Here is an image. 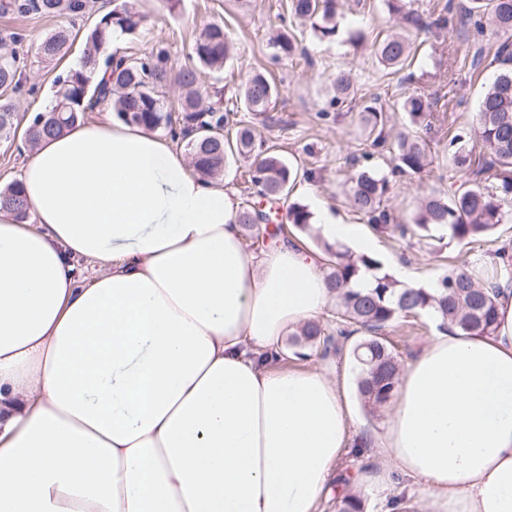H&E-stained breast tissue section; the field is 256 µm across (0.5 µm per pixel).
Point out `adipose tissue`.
Masks as SVG:
<instances>
[{"label": "adipose tissue", "instance_id": "obj_1", "mask_svg": "<svg viewBox=\"0 0 512 512\" xmlns=\"http://www.w3.org/2000/svg\"><path fill=\"white\" fill-rule=\"evenodd\" d=\"M0 206V512H322L355 418L284 340L333 302L324 255L250 248L235 191L102 119L41 141ZM328 244L373 240L322 212ZM98 267L78 278L77 261ZM494 335L434 333L355 487L385 512H512V289Z\"/></svg>", "mask_w": 512, "mask_h": 512}]
</instances>
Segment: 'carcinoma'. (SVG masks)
Wrapping results in <instances>:
<instances>
[{"instance_id":"carcinoma-1","label":"carcinoma","mask_w":512,"mask_h":512,"mask_svg":"<svg viewBox=\"0 0 512 512\" xmlns=\"http://www.w3.org/2000/svg\"><path fill=\"white\" fill-rule=\"evenodd\" d=\"M339 0H291L293 14L310 23L314 34L321 40L336 35ZM20 11L55 16H79L86 12V0H8L0 5ZM405 24L421 28L448 27V17L437 16L429 22L418 14L404 12ZM464 18L475 19L480 32L487 30L502 39L496 58L502 68L487 87L477 108L476 137L483 150V160L473 159L472 150L463 136L450 140L451 154L456 170L468 174L472 186L450 195L433 194L420 201L411 224H393L384 207L389 193V181L373 171L359 170L350 176L345 198L349 207L369 217L374 226L385 232L389 229L403 237L418 235L433 237V232L449 230L452 241L469 243L488 238L508 219L501 201L512 199V0H470ZM143 17L130 8V0H113L112 10L103 14L87 33L90 49L80 69L69 71L56 81L54 104L51 110L37 114L26 130L28 141H40L59 136L75 127L84 118V112L93 104L111 106L118 120L125 124L161 131L184 144L196 171L205 180H213L224 173L228 155L247 159L251 188L271 204L288 196L294 181L310 178L312 172L300 170L275 151L256 141L254 130L236 119V113L222 105V77L215 78V85L203 88L199 82V69L216 74L223 71L232 55L224 25L208 26L194 41L192 57L194 66L177 71L169 65L165 49L160 48L144 56L122 55L106 52L113 36H130L142 26ZM71 38L67 28L47 36L37 48V55L54 59L63 54ZM275 59L287 58L296 53V39L283 31L270 42ZM410 44L400 36L384 39L377 48L379 63L386 69H402L410 55ZM107 72V79L95 81L98 69ZM181 89L179 108L168 109L164 101L165 89L171 83ZM16 57L0 51V92L14 93L19 88ZM334 96L331 101L350 98L352 84L343 70L332 80ZM280 90L263 73L248 74L238 88L239 101L254 115H264L274 110ZM404 108L411 121L421 122L427 115L428 105L420 96L405 100ZM384 109L368 105L360 115L365 128L373 131L383 123ZM236 127L235 140L224 138V129ZM15 132L14 107L11 98L0 99V138H10ZM395 170L404 174H421L431 164L427 141L419 135H404L393 149ZM491 172L495 183L482 184L484 174ZM0 201L12 206L21 216L26 215V203L19 184L13 182L0 190ZM272 215L268 208L256 207L246 200L239 212V223L249 232L253 245L264 246L269 238L279 236L284 226L268 228ZM313 214L307 206L292 203L288 206V223L303 232H309ZM330 271L326 274L328 287L336 291L337 320L344 325H356L367 335L356 343L350 358L357 367V389L364 406L374 411L386 406L393 399L401 369L393 346L381 335L395 322L419 314L436 315L444 324L457 327L469 336H491L496 330L497 309L495 297L501 284L512 285V263L502 259V266L493 278L484 279L474 274L470 263H463L448 270L429 291L422 287L408 286L387 272L373 277L368 287L360 288V272L379 271L384 266L376 255L355 254L342 246L324 245ZM332 336L325 334L320 323H308L292 334L289 345L295 355H305L304 349L318 344L328 346ZM335 512H365V502L358 495L336 494Z\"/></svg>"}]
</instances>
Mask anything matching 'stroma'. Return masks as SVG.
I'll return each mask as SVG.
<instances>
[{
    "label": "stroma",
    "mask_w": 512,
    "mask_h": 512,
    "mask_svg": "<svg viewBox=\"0 0 512 512\" xmlns=\"http://www.w3.org/2000/svg\"><path fill=\"white\" fill-rule=\"evenodd\" d=\"M131 3L145 24L138 34L122 38L124 52L140 56L165 48L177 70L189 65L190 47L201 32L220 22L234 46L233 58L224 68L225 97H234L241 76L253 70L265 72L279 86L274 111L258 117L241 107L237 117L255 126L261 139L292 164L313 171V179L297 181L289 202L312 210L321 207L345 223L368 226V217L346 204L342 185L354 168H370L389 180L385 206L395 223L405 224L419 198L460 188L462 180L451 167L448 144L457 134L464 136L467 145L475 143L479 100L500 69L495 59L497 39L480 35L454 17L443 35L410 32L412 54L401 71L390 74L376 57L379 41L399 27V17L390 11L387 0H345L336 38L324 41L289 17L288 0H181L174 9L166 0ZM89 4V12L80 19L0 13V36L16 37L11 48L19 61L21 81L14 96L16 133L0 139L1 186L17 180L31 154L25 131L32 117L52 104L55 80L79 67L88 52L86 33L103 12L101 0H89ZM280 27L296 37L301 52L276 61L271 57L269 37ZM60 28L73 33L65 55L39 59L38 43ZM359 30L365 32V39L351 42V34ZM478 42L485 46L486 57L474 68L468 50ZM342 69L350 71L355 95L351 102L334 106L330 103L331 80ZM412 96L429 104L425 124L416 127L402 108ZM375 101L385 109L388 137L412 130L428 141L434 157L429 170L419 175L396 174L392 154L375 149L366 140L360 113ZM374 238L377 254L404 264L420 286L437 281L463 260L496 263L501 256L512 257V223L501 225L493 241L468 245L409 240L391 231L375 232Z\"/></svg>",
    "instance_id": "35a3bbf8"
}]
</instances>
